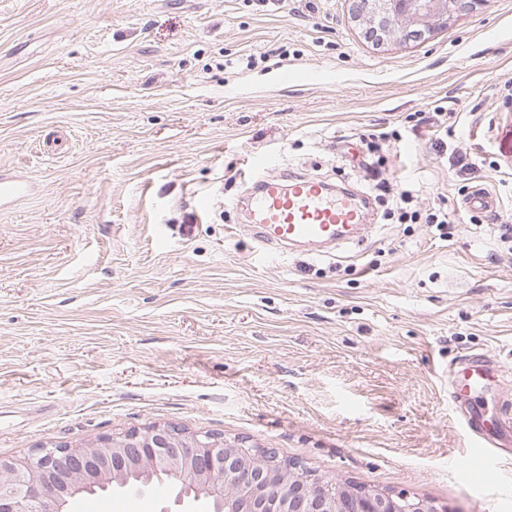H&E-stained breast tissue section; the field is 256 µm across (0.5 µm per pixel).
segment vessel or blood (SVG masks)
<instances>
[{
	"mask_svg": "<svg viewBox=\"0 0 512 512\" xmlns=\"http://www.w3.org/2000/svg\"><path fill=\"white\" fill-rule=\"evenodd\" d=\"M240 177L245 184L243 199L248 222L260 247L284 252L299 245L346 242L365 220L363 195L351 190L336 193L322 183L301 176L283 182L280 175L271 173L267 156L252 157ZM29 190L26 178L0 173V205L27 196ZM492 375L484 356L464 360L448 374L453 401H461L481 388ZM462 427L471 441L468 461L485 469L492 461L497 433L512 430V416L501 415L495 426L490 427L470 412L465 415Z\"/></svg>",
	"mask_w": 512,
	"mask_h": 512,
	"instance_id": "b4317fda",
	"label": "vessel or blood"
}]
</instances>
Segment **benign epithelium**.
Instances as JSON below:
<instances>
[{
  "label": "benign epithelium",
  "mask_w": 512,
  "mask_h": 512,
  "mask_svg": "<svg viewBox=\"0 0 512 512\" xmlns=\"http://www.w3.org/2000/svg\"><path fill=\"white\" fill-rule=\"evenodd\" d=\"M377 46L425 41L489 0H349ZM267 448H228L209 432L171 426L60 444L36 454L0 456V512H69L71 501L99 489L147 491L163 478L181 484L175 503L209 498L215 512H430L426 502L367 488L343 492L303 479L274 493L277 472Z\"/></svg>",
  "instance_id": "obj_1"
}]
</instances>
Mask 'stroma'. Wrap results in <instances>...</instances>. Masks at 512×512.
I'll return each instance as SVG.
<instances>
[{
	"label": "stroma",
	"mask_w": 512,
	"mask_h": 512,
	"mask_svg": "<svg viewBox=\"0 0 512 512\" xmlns=\"http://www.w3.org/2000/svg\"><path fill=\"white\" fill-rule=\"evenodd\" d=\"M316 4L0 0V171L32 183L0 206V456L170 425L442 512H512V434L463 478L448 393L484 353L498 372L468 407L512 405V246L462 205L484 185L512 224V0L384 47L347 0ZM438 106L436 152L407 117ZM384 127L402 135L388 178L447 206L448 239L376 202L363 244L257 247L234 208L252 155L364 191L349 154ZM57 131L67 152L43 153Z\"/></svg>",
	"instance_id": "1"
}]
</instances>
